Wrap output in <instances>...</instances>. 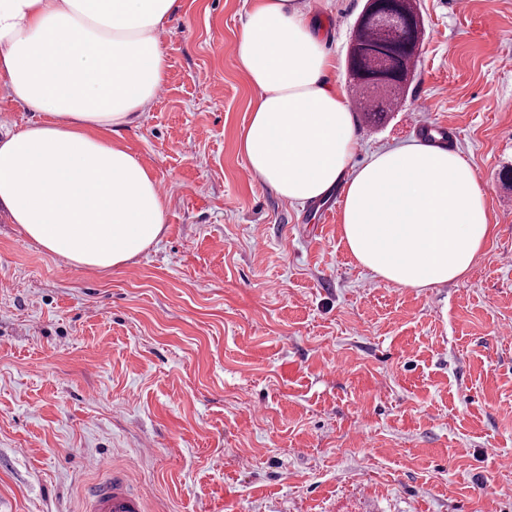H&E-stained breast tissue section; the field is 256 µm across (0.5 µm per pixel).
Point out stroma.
<instances>
[{
  "instance_id": "35a3bbf8",
  "label": "stroma",
  "mask_w": 512,
  "mask_h": 512,
  "mask_svg": "<svg viewBox=\"0 0 512 512\" xmlns=\"http://www.w3.org/2000/svg\"><path fill=\"white\" fill-rule=\"evenodd\" d=\"M366 0H299L345 93ZM252 0H182L163 88L119 144L166 200L161 240L68 268L0 207V512H83L92 460L145 512H512V0H416L415 73L355 163L449 129L494 231L459 282L403 288L248 172ZM427 100L420 111L418 100Z\"/></svg>"
}]
</instances>
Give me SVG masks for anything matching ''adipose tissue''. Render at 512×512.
Returning <instances> with one entry per match:
<instances>
[{"label":"adipose tissue","mask_w":512,"mask_h":512,"mask_svg":"<svg viewBox=\"0 0 512 512\" xmlns=\"http://www.w3.org/2000/svg\"><path fill=\"white\" fill-rule=\"evenodd\" d=\"M181 0H0V82L36 112L0 134V206L44 250L78 268L121 266L166 222L149 170L114 143L167 74L159 36ZM256 90L240 149L279 197H343L355 260L405 288L458 282L492 228L484 193L455 150L414 143L353 163V107L297 0H254L236 47Z\"/></svg>","instance_id":"1"}]
</instances>
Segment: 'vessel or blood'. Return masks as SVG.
Wrapping results in <instances>:
<instances>
[{
    "mask_svg": "<svg viewBox=\"0 0 512 512\" xmlns=\"http://www.w3.org/2000/svg\"><path fill=\"white\" fill-rule=\"evenodd\" d=\"M100 478L85 491V512H145L147 489L132 488L126 474L107 464L94 461Z\"/></svg>",
    "mask_w": 512,
    "mask_h": 512,
    "instance_id": "1",
    "label": "vessel or blood"
}]
</instances>
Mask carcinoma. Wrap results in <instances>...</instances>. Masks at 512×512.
Returning <instances> with one entry per match:
<instances>
[{
  "mask_svg": "<svg viewBox=\"0 0 512 512\" xmlns=\"http://www.w3.org/2000/svg\"><path fill=\"white\" fill-rule=\"evenodd\" d=\"M424 36L414 0H375L362 12L346 65L358 88L357 108L375 122L406 88Z\"/></svg>",
  "mask_w": 512,
  "mask_h": 512,
  "instance_id": "1",
  "label": "carcinoma"
}]
</instances>
